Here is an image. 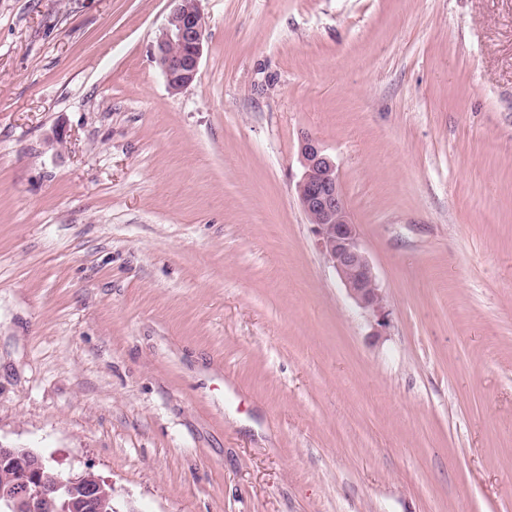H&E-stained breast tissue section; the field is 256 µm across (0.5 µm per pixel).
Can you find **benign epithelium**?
<instances>
[{"instance_id":"1","label":"benign epithelium","mask_w":512,"mask_h":512,"mask_svg":"<svg viewBox=\"0 0 512 512\" xmlns=\"http://www.w3.org/2000/svg\"><path fill=\"white\" fill-rule=\"evenodd\" d=\"M167 24L153 57L168 89L179 92L191 85L203 55L206 21L199 0H170ZM303 172L297 182L298 199L309 223L315 227L318 246L335 270L348 296L381 328L387 324L382 292L374 266L362 244L358 225L351 220L337 166L321 142L305 135L299 144ZM16 479L0 491L10 512H98L104 478L84 482V476L57 475L55 482L41 479L43 458L35 452L0 444V466L15 467Z\"/></svg>"}]
</instances>
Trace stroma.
I'll use <instances>...</instances> for the list:
<instances>
[{
	"mask_svg": "<svg viewBox=\"0 0 512 512\" xmlns=\"http://www.w3.org/2000/svg\"><path fill=\"white\" fill-rule=\"evenodd\" d=\"M199 6L173 93L169 0H0V443L116 512H512V0ZM190 1V2H187ZM167 24L159 36L153 57L171 92L191 85L203 55L206 21L199 0H170ZM299 154L303 172L297 195L309 224L315 227L318 246L348 296L383 328L388 316L383 295L358 225L351 220L336 162L312 135L301 138Z\"/></svg>",
	"mask_w": 512,
	"mask_h": 512,
	"instance_id": "35a3bbf8",
	"label": "stroma"
}]
</instances>
